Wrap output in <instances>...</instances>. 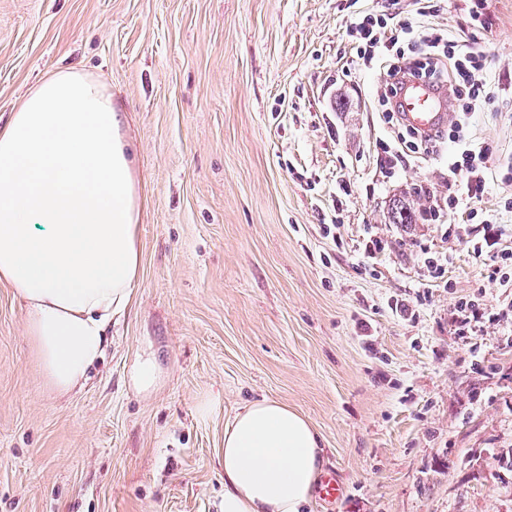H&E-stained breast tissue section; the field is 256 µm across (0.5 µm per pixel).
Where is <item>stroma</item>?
Listing matches in <instances>:
<instances>
[{
  "mask_svg": "<svg viewBox=\"0 0 512 512\" xmlns=\"http://www.w3.org/2000/svg\"><path fill=\"white\" fill-rule=\"evenodd\" d=\"M481 2L476 23L469 0H0V125L82 70L127 112L145 195L132 305L82 390L46 387L0 285V512H221L224 425L263 398L345 488L308 512H512V293L473 252L485 211L512 252V0ZM369 14L481 57L461 134L412 145L357 57ZM462 138L488 153L470 214L446 205ZM402 197L438 219L393 223ZM464 297L487 317L463 333ZM161 369L151 356L140 357L134 364L130 378L134 386L143 392L152 391L158 384Z\"/></svg>",
  "mask_w": 512,
  "mask_h": 512,
  "instance_id": "35a3bbf8",
  "label": "stroma"
}]
</instances>
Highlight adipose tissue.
I'll use <instances>...</instances> for the list:
<instances>
[{
  "mask_svg": "<svg viewBox=\"0 0 512 512\" xmlns=\"http://www.w3.org/2000/svg\"><path fill=\"white\" fill-rule=\"evenodd\" d=\"M141 209L127 115L97 79L58 70L0 126V284L26 306L52 392L86 385L131 303ZM325 462L300 413L244 406L224 427L223 512H304Z\"/></svg>",
  "mask_w": 512,
  "mask_h": 512,
  "instance_id": "obj_1",
  "label": "adipose tissue"
}]
</instances>
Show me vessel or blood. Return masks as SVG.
<instances>
[{
	"instance_id": "vessel-or-blood-1",
	"label": "vessel or blood",
	"mask_w": 512,
	"mask_h": 512,
	"mask_svg": "<svg viewBox=\"0 0 512 512\" xmlns=\"http://www.w3.org/2000/svg\"><path fill=\"white\" fill-rule=\"evenodd\" d=\"M450 93L444 85L411 77H399L393 97L397 118L403 126L424 138L444 131L454 114Z\"/></svg>"
}]
</instances>
